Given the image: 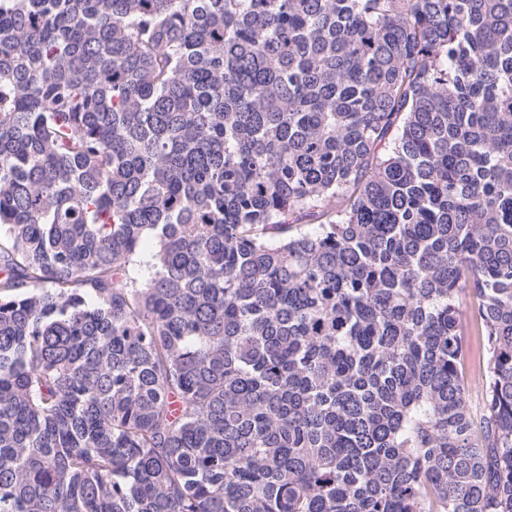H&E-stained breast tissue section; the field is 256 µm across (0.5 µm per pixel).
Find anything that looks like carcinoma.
<instances>
[{
    "instance_id": "1",
    "label": "carcinoma",
    "mask_w": 512,
    "mask_h": 512,
    "mask_svg": "<svg viewBox=\"0 0 512 512\" xmlns=\"http://www.w3.org/2000/svg\"><path fill=\"white\" fill-rule=\"evenodd\" d=\"M0 512H512V0H0ZM465 337L467 361V387H468V401L470 408L474 414L479 413L482 404V392L484 385V377L479 370L478 364L482 358V343L481 337L477 336L472 327H469Z\"/></svg>"
}]
</instances>
